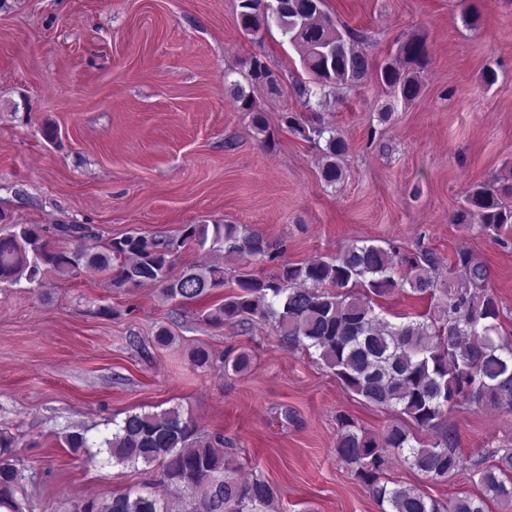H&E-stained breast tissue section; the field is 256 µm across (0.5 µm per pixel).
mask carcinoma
I'll list each match as a JSON object with an SVG mask.
<instances>
[{
    "instance_id": "carcinoma-1",
    "label": "carcinoma",
    "mask_w": 512,
    "mask_h": 512,
    "mask_svg": "<svg viewBox=\"0 0 512 512\" xmlns=\"http://www.w3.org/2000/svg\"><path fill=\"white\" fill-rule=\"evenodd\" d=\"M278 14L259 6L241 5L240 24L247 35L276 25L296 46L310 76L294 84L306 108L340 87L360 85L369 75V56L352 43L364 36L338 28L324 10L325 0H278ZM426 63L425 42L402 43L395 60L377 71L378 80L404 101L418 97L420 70ZM248 77L256 88L278 89L280 75L258 57L249 61ZM238 108L251 114L258 134L273 140L253 97L241 87L234 91ZM288 130L309 142L325 140L322 177L329 186L345 180L340 159L346 141L334 129L298 112L283 117ZM512 186L475 183L454 213L456 224H472L491 239L512 238ZM83 224H7L0 233V284L22 279L39 284L49 272L60 277L80 267L104 273L115 290L152 284L166 300L198 302L226 285L219 264H179L187 246H219L238 254L245 264L232 275L235 289L224 302L205 311L209 324L234 320L242 325L267 323L291 349L319 351L343 389L364 402L392 411L402 420L381 436L360 427L350 417L340 419L336 456L363 482L381 512H490L512 509V448H497L488 463L470 468L479 492L442 504L418 487L385 477L388 449L430 481H441L463 469L444 426L454 406L512 410V341L501 334L499 301L492 291L488 267L472 254L460 252L454 266L460 277L450 286L433 277L439 264L425 248L401 252L356 241L335 255L303 264L279 265L275 274L261 276L253 261L275 262L281 245L241 224H188L177 237H148L137 232L90 246ZM437 299V309L420 320L392 323L381 317L377 299L397 291ZM428 432L419 441L413 430ZM74 453L89 448L115 465L139 463L160 471L163 482L191 495L190 512H260L274 499V489L261 479L241 480L224 462V436L204 433L198 422L178 408L128 413L111 435L89 442L85 433L65 436ZM14 438L0 431V512H22L15 494L25 475L15 463ZM82 512H170L168 502L152 492H125L82 501Z\"/></svg>"
}]
</instances>
